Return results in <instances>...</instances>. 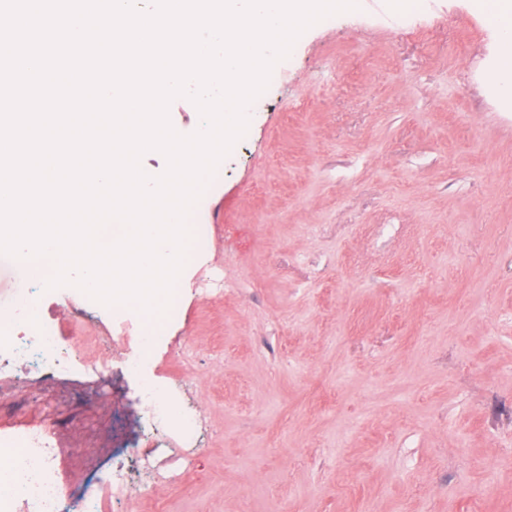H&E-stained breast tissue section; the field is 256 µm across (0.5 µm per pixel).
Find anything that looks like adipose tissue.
Instances as JSON below:
<instances>
[{
  "label": "adipose tissue",
  "mask_w": 512,
  "mask_h": 512,
  "mask_svg": "<svg viewBox=\"0 0 512 512\" xmlns=\"http://www.w3.org/2000/svg\"><path fill=\"white\" fill-rule=\"evenodd\" d=\"M484 16L497 40L499 61L491 71L495 94L512 104V0H485Z\"/></svg>",
  "instance_id": "ef3b65f1"
}]
</instances>
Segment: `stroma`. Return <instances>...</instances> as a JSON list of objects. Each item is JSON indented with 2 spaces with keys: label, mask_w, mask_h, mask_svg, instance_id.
Instances as JSON below:
<instances>
[{
  "label": "stroma",
  "mask_w": 512,
  "mask_h": 512,
  "mask_svg": "<svg viewBox=\"0 0 512 512\" xmlns=\"http://www.w3.org/2000/svg\"><path fill=\"white\" fill-rule=\"evenodd\" d=\"M475 0H390L308 28L196 204L207 230L152 359L142 313L77 326L105 376H30L84 488L118 447L177 483L109 512H512V109ZM175 415L144 425L139 395Z\"/></svg>",
  "instance_id": "obj_1"
}]
</instances>
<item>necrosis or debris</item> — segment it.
<instances>
[{"mask_svg":"<svg viewBox=\"0 0 512 512\" xmlns=\"http://www.w3.org/2000/svg\"><path fill=\"white\" fill-rule=\"evenodd\" d=\"M46 302L43 291L19 280L11 320L0 321V372H11L16 382L30 375L55 378L83 369L73 337L65 321H77L94 305L81 296L67 320L38 315ZM71 453L54 423L33 421L0 433V454L9 463L10 490L0 496V512H102L113 489L125 484V461L141 456L139 445L127 447L125 458L116 459L109 472L83 489H75L62 472Z\"/></svg>","mask_w":512,"mask_h":512,"instance_id":"1","label":"necrosis or debris"}]
</instances>
